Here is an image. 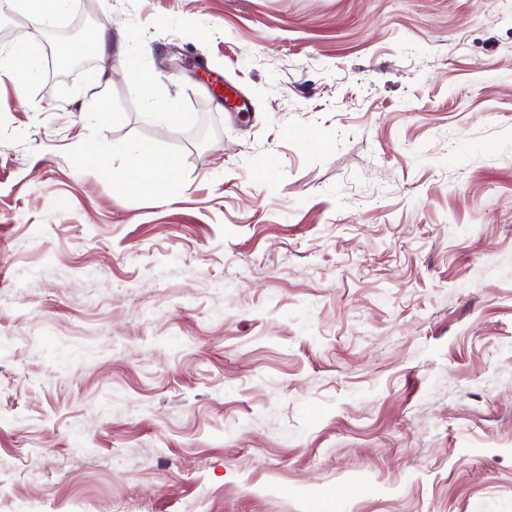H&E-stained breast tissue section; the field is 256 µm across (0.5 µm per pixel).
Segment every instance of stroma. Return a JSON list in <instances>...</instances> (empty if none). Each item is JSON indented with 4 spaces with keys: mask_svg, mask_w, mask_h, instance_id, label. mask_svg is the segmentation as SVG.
I'll use <instances>...</instances> for the list:
<instances>
[{
    "mask_svg": "<svg viewBox=\"0 0 512 512\" xmlns=\"http://www.w3.org/2000/svg\"><path fill=\"white\" fill-rule=\"evenodd\" d=\"M7 4L0 512H512V0ZM28 12L37 23L50 21L60 14L68 4V0H25ZM13 72L20 86L38 80L42 75L41 61L27 44L14 45L7 54L0 52V71ZM123 149L132 160V174L142 178L144 185L165 190L173 185L177 170L175 160L158 156L146 143L128 144Z\"/></svg>",
    "mask_w": 512,
    "mask_h": 512,
    "instance_id": "35a3bbf8",
    "label": "stroma"
}]
</instances>
